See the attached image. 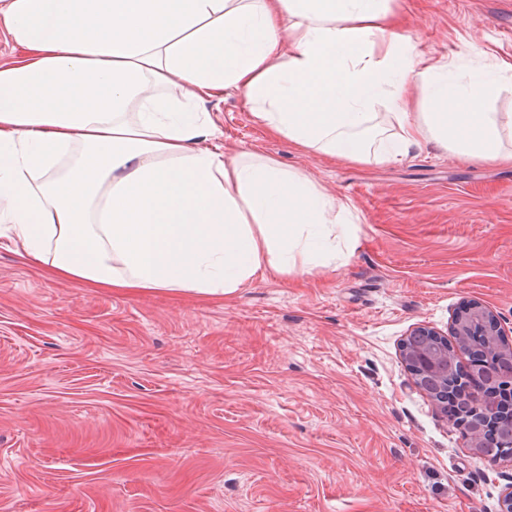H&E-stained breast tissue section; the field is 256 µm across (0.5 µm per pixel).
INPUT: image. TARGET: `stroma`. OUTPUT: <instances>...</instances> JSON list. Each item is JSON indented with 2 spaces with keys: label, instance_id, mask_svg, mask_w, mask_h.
<instances>
[{
  "label": "stroma",
  "instance_id": "obj_1",
  "mask_svg": "<svg viewBox=\"0 0 512 512\" xmlns=\"http://www.w3.org/2000/svg\"><path fill=\"white\" fill-rule=\"evenodd\" d=\"M420 50L512 55V0H410ZM225 145L348 206L329 266L231 294L84 288L0 248V512H498L491 465L417 388L399 346L495 312L512 342V167L433 140L397 162L302 156L239 95Z\"/></svg>",
  "mask_w": 512,
  "mask_h": 512
}]
</instances>
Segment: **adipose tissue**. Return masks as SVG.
I'll list each match as a JSON object with an SVG mask.
<instances>
[{
  "mask_svg": "<svg viewBox=\"0 0 512 512\" xmlns=\"http://www.w3.org/2000/svg\"><path fill=\"white\" fill-rule=\"evenodd\" d=\"M406 25L392 0H0L21 51L0 63V239L89 288L314 271L353 227L305 175L216 143L205 105L235 93L304 153L390 162L430 138L512 166L486 109L512 59L452 69Z\"/></svg>",
  "mask_w": 512,
  "mask_h": 512,
  "instance_id": "ef3b65f1",
  "label": "adipose tissue"
}]
</instances>
